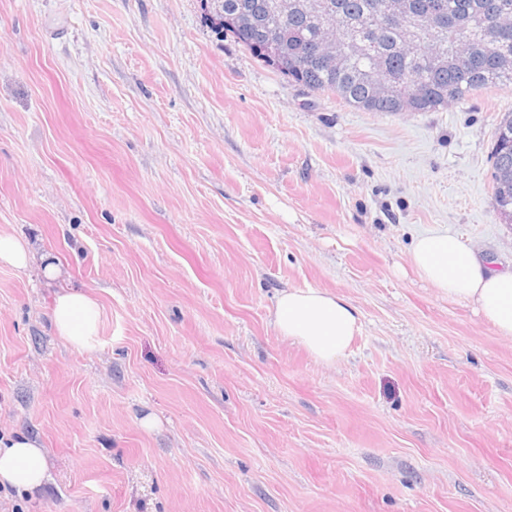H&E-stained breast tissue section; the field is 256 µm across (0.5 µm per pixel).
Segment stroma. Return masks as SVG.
Here are the masks:
<instances>
[{"label":"stroma","mask_w":512,"mask_h":512,"mask_svg":"<svg viewBox=\"0 0 512 512\" xmlns=\"http://www.w3.org/2000/svg\"><path fill=\"white\" fill-rule=\"evenodd\" d=\"M512 86L366 112L289 82L200 0H0V437L49 481L0 512H512V340L409 267L446 229L495 270L491 156ZM101 305L56 336L60 286ZM286 288L362 328L325 366L271 321ZM36 260L27 242L10 233L0 232V264L26 269ZM50 316L58 336L76 348L86 349L98 335L102 313L87 294L65 289L56 293Z\"/></svg>","instance_id":"1"}]
</instances>
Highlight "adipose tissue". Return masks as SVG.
<instances>
[{"mask_svg": "<svg viewBox=\"0 0 512 512\" xmlns=\"http://www.w3.org/2000/svg\"><path fill=\"white\" fill-rule=\"evenodd\" d=\"M416 274L440 295L474 306L497 335L512 339V270L485 267L476 250L448 230L417 235L408 253ZM0 264L17 269L39 265L50 281L63 270L52 253L34 255L27 242L0 232ZM101 308L85 293L62 290L51 308L53 327L79 349L89 348L98 334ZM279 335L300 345L316 362L331 365L342 358L360 330L359 312L344 297L314 288L279 292L273 311ZM49 477L41 444L25 434L0 442V486L17 493H34Z\"/></svg>", "mask_w": 512, "mask_h": 512, "instance_id": "ef3b65f1", "label": "adipose tissue"}]
</instances>
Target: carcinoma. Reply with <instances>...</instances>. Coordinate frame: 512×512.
Here are the masks:
<instances>
[{"instance_id": "cac0c4a2", "label": "carcinoma", "mask_w": 512, "mask_h": 512, "mask_svg": "<svg viewBox=\"0 0 512 512\" xmlns=\"http://www.w3.org/2000/svg\"><path fill=\"white\" fill-rule=\"evenodd\" d=\"M201 0L204 19L218 36L229 35L265 65L312 91L331 92L369 112H432L487 87L512 86V28L490 41L481 31L488 12L512 0H403L400 22L378 15L384 0ZM440 9L454 21V33L430 30L429 14ZM283 50L268 53L267 35ZM355 50L337 69L318 52L326 36ZM399 90L380 96L379 72ZM492 196L505 224H512V112L494 128Z\"/></svg>"}]
</instances>
